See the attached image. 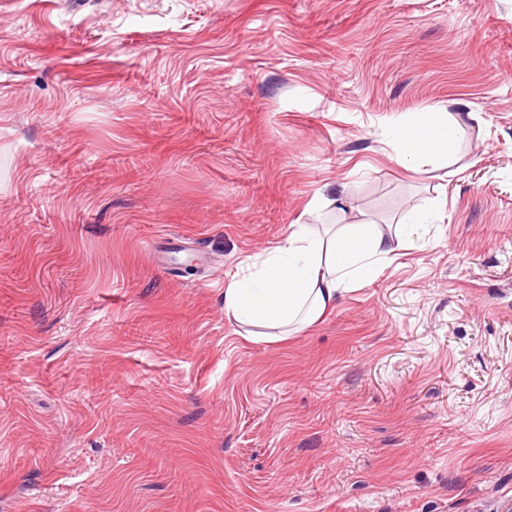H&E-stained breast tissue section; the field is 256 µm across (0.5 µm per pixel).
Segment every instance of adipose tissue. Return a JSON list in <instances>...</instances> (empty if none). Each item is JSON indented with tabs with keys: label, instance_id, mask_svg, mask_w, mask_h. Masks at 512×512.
Segmentation results:
<instances>
[{
	"label": "adipose tissue",
	"instance_id": "obj_1",
	"mask_svg": "<svg viewBox=\"0 0 512 512\" xmlns=\"http://www.w3.org/2000/svg\"><path fill=\"white\" fill-rule=\"evenodd\" d=\"M463 133L455 121H412L399 125L393 142L399 158L444 165ZM401 246L390 225L372 220L323 229L292 225L278 246L251 257L247 273L229 281L224 312L252 327L254 338L278 339L292 326L317 321L335 307L343 288L371 275Z\"/></svg>",
	"mask_w": 512,
	"mask_h": 512
}]
</instances>
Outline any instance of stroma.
I'll return each instance as SVG.
<instances>
[{"label": "stroma", "mask_w": 512, "mask_h": 512, "mask_svg": "<svg viewBox=\"0 0 512 512\" xmlns=\"http://www.w3.org/2000/svg\"><path fill=\"white\" fill-rule=\"evenodd\" d=\"M317 194L440 210L254 340ZM0 512H512V0H0ZM464 133L463 127L448 117L429 123L407 122L399 125L393 134L397 155L403 160L424 164H448L454 156ZM428 146H422V144Z\"/></svg>", "instance_id": "obj_1"}]
</instances>
